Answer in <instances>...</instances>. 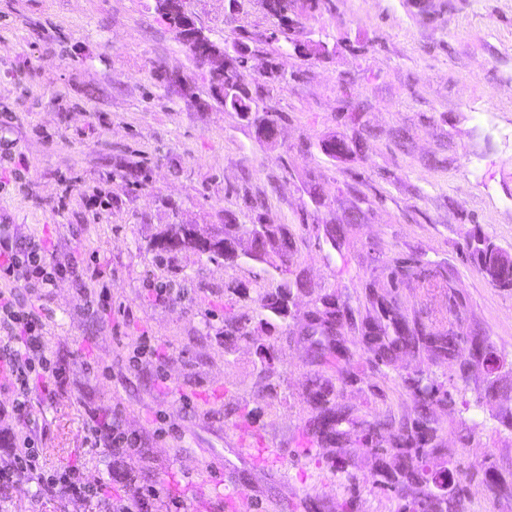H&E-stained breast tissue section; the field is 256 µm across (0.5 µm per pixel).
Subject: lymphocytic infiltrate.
I'll return each instance as SVG.
<instances>
[{"mask_svg":"<svg viewBox=\"0 0 512 512\" xmlns=\"http://www.w3.org/2000/svg\"><path fill=\"white\" fill-rule=\"evenodd\" d=\"M58 274V269L46 267L41 247L20 248L10 238L0 237V364L11 377L12 411L21 433L9 463L0 468V482L26 479L45 491L59 490L77 498L99 497L102 488L84 483L78 466L45 473L31 434L32 399L37 390L47 391L57 385L61 371L41 354L44 322L28 307L21 288L31 283L41 288L51 286ZM85 440L91 448H119L125 452L137 445L136 438L126 435L111 419L94 410L88 413Z\"/></svg>","mask_w":512,"mask_h":512,"instance_id":"1","label":"lymphocytic infiltrate"}]
</instances>
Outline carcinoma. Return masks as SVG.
Wrapping results in <instances>:
<instances>
[{"label":"carcinoma","instance_id":"1","mask_svg":"<svg viewBox=\"0 0 512 512\" xmlns=\"http://www.w3.org/2000/svg\"><path fill=\"white\" fill-rule=\"evenodd\" d=\"M216 101L242 114L243 119L255 127L259 137L265 132L274 134L281 119L271 112L246 115L250 105L233 98L227 91ZM247 233L252 239V259L258 261L272 253L278 257L280 265L291 263L296 242L289 225L277 224L265 231L260 221L251 225ZM493 246L494 243L484 239L475 240V245L471 246L483 273L487 271L484 259L490 255ZM393 287V283L387 288L377 282L366 287L370 307L358 318L348 303L339 305L327 296L319 298L321 306L305 314L300 339L311 362L319 365L336 362V379L317 375L309 380L305 399L311 416L307 428L319 447L332 449L329 459L336 468H341L338 455L341 449L349 447L357 452L366 447L373 457L374 475L379 477V484L398 495L410 487L418 489L419 497L412 502L409 512H465L462 498L430 492L427 489L429 481L425 479L428 459L439 451L431 413L433 407L447 402L448 393L421 378L411 379L408 389L412 406L400 418L389 422H369L358 415L354 406L338 401L340 390L336 384L353 385L358 380L353 361L359 349L386 366L400 354L420 348L435 362L455 354L459 336L425 325L417 309L411 312L403 309L393 295ZM307 288L308 282L302 276L293 280L281 279L276 288L265 292L260 321L269 326L286 322L283 314L293 295L303 293ZM250 324L251 319L244 314L224 315V343L233 345L250 339ZM348 329L358 332V341L349 340L346 336ZM384 431L391 438L387 448L380 446L378 441Z\"/></svg>","mask_w":512,"mask_h":512}]
</instances>
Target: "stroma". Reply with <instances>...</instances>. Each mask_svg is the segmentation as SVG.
<instances>
[{
  "label": "stroma",
  "mask_w": 512,
  "mask_h": 512,
  "mask_svg": "<svg viewBox=\"0 0 512 512\" xmlns=\"http://www.w3.org/2000/svg\"><path fill=\"white\" fill-rule=\"evenodd\" d=\"M185 7L215 42L249 45L253 107L283 116L275 142L213 99L209 66L154 0H0V234L41 241L62 270L27 295L66 374L33 402L44 469L80 465L85 483L142 512H226L234 488L243 512H401L369 453L337 471L312 444L305 387L336 370L293 337L319 297L360 306L367 284L411 265L399 297L459 334L455 357L383 366L357 354L360 380L341 399L372 422L410 407L408 378L447 391L434 471L466 487L468 512H512V493L488 488L512 480V288L490 284L466 248L479 235L512 253V0H293L287 28L262 0ZM318 41L321 53L293 50ZM333 138L347 152L328 154ZM228 211L244 230L289 225L291 265L310 282L287 324L229 347L225 313L256 317L279 272L249 259L245 233L233 263L153 245L164 225L204 229ZM353 213L345 240L326 238ZM105 284L107 319L90 305ZM475 338L500 360L495 374L461 371ZM269 343L270 361L258 352ZM90 408L137 451L86 448ZM259 441L279 465L236 455ZM0 512L105 510L22 480L0 486Z\"/></svg>",
  "instance_id": "35a3bbf8"
}]
</instances>
